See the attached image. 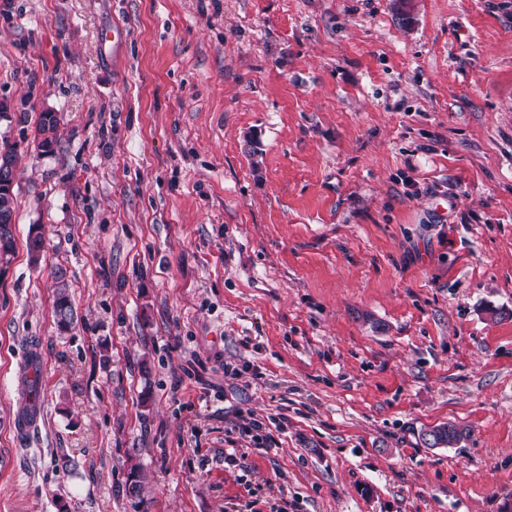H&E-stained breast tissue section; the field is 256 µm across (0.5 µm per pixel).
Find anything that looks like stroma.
<instances>
[{"instance_id": "obj_1", "label": "stroma", "mask_w": 512, "mask_h": 512, "mask_svg": "<svg viewBox=\"0 0 512 512\" xmlns=\"http://www.w3.org/2000/svg\"><path fill=\"white\" fill-rule=\"evenodd\" d=\"M0 103V512H512V0H0ZM2 150H8L13 158V164L11 157ZM0 192L7 191L8 193L0 194V219L2 217H8L9 220L13 219L14 216V197L13 194V182H14V167L17 165L18 154L16 148L7 144L0 148ZM66 273L59 268L54 273L56 281V297L54 301V312L59 327L68 328L75 320V312L68 294ZM429 433L435 436L436 444L440 442V447H453L466 436L465 429L453 422H443L435 425L430 428Z\"/></svg>"}]
</instances>
